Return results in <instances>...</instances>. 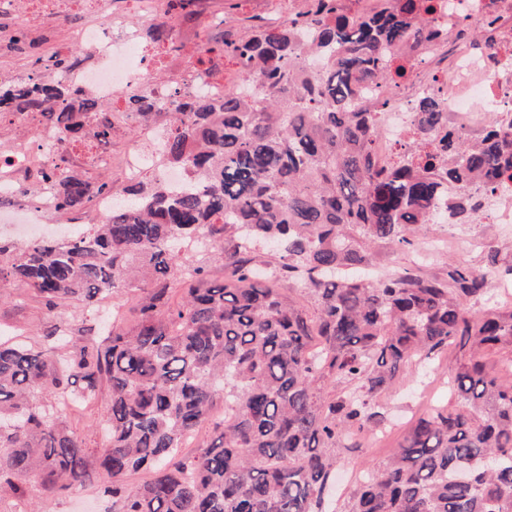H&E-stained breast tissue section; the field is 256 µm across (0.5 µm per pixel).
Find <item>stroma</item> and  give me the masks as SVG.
<instances>
[{"label":"stroma","instance_id":"stroma-1","mask_svg":"<svg viewBox=\"0 0 512 512\" xmlns=\"http://www.w3.org/2000/svg\"><path fill=\"white\" fill-rule=\"evenodd\" d=\"M288 5L289 0H210L211 10L232 19L234 27L242 32L254 24L272 21L276 16H288ZM76 21L73 15L46 18L43 22L46 37L22 52L0 43V63L28 68L36 57L56 50L63 53L74 51L81 57H90L88 48L74 46L68 41V30ZM481 261L480 250L453 242L439 253L423 251L419 246L396 251L382 245L377 247L375 254L376 265L391 272L418 267L426 273L442 274L449 265L476 266ZM64 327L79 331L80 341L91 342L101 340L111 324L100 313L86 311L80 302L64 300L49 309L26 284L13 280L0 282L1 332H9L28 344H41L48 333ZM458 357V352L448 351L414 366L408 375L383 393L379 402L386 411L385 426L371 438L360 440L358 447L337 448V471L361 472L386 464L420 414L429 406L447 403L448 378ZM109 403L110 392L104 388L93 405L83 407L73 403L62 409V422L83 435L90 451L87 459L90 481L64 492L35 489L38 512H112L111 498L101 493L102 487L110 484L111 479L98 468V459L105 447L104 430L98 421Z\"/></svg>","mask_w":512,"mask_h":512}]
</instances>
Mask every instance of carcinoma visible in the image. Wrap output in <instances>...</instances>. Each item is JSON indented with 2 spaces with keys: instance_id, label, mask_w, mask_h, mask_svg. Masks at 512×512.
<instances>
[{
  "instance_id": "1",
  "label": "carcinoma",
  "mask_w": 512,
  "mask_h": 512,
  "mask_svg": "<svg viewBox=\"0 0 512 512\" xmlns=\"http://www.w3.org/2000/svg\"><path fill=\"white\" fill-rule=\"evenodd\" d=\"M340 0H310L279 25L206 48L235 61L239 84L221 100L200 97L170 113L163 162L188 170L198 190L173 193L143 179L106 224L67 241L18 246L0 240V281L18 280L53 307L96 308L122 288L141 291L136 325L78 346L51 333L35 348L0 340V499L30 508L35 479L49 490L88 476L83 438L57 418L74 397L111 392L100 466L114 512H324L336 445L381 425L377 395L422 359L463 354L448 381L457 405L419 419L381 469L364 475L345 512H512L511 378L486 369L494 349L512 354V303L492 310L494 280L512 264L486 246L481 268L445 276L406 269L378 282L359 275L379 243L407 247L431 227L452 183L456 224L479 219L482 195L512 176V118L488 113L477 137L448 124L446 92L424 98L413 140L379 168L371 154L374 113L357 111L370 84L407 77L403 53L438 35L435 0H380L369 14ZM171 21L150 23L173 42ZM310 41L303 45L298 30ZM312 54L328 70L313 76ZM40 67L78 63L55 52ZM254 84L246 99L239 86ZM33 112L79 138L96 100L59 80L0 85V112ZM54 213L85 210L114 188L59 166ZM199 239L224 256V281L180 252ZM276 248L263 269L257 252ZM184 265L183 300L168 280ZM304 289L308 310L281 285ZM345 384L341 393L329 389ZM224 418H213L216 399ZM205 425L215 437L188 458L178 448ZM145 473L149 479L130 484Z\"/></svg>"
}]
</instances>
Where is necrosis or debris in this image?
Wrapping results in <instances>:
<instances>
[{"label":"necrosis or debris","instance_id":"4bbe7bcc","mask_svg":"<svg viewBox=\"0 0 512 512\" xmlns=\"http://www.w3.org/2000/svg\"><path fill=\"white\" fill-rule=\"evenodd\" d=\"M19 2L24 5L25 18L11 28L14 36L31 30L33 21L44 15H86V23L73 28L70 39L91 50L93 63L56 71L55 76L92 94L105 107L104 115L85 116L86 142L80 150L44 117L11 113V123L24 129L25 135L0 154V224L11 236L30 244L56 231L43 221L55 207V187L44 176L58 162L89 177L107 170L124 181L137 179L149 164L157 162L156 150H118L111 141L95 137L100 118H107L116 133L134 121L125 101L116 102L117 92H124L126 98L151 95L159 114L152 132L159 140L166 134L162 113L200 96L223 97L224 58L209 53L201 63L180 61L150 49L142 25L164 10L167 0H140L128 17L113 14L112 0H0V19L12 15ZM438 2L436 22L449 28L448 37L406 53L408 78L370 85L359 100L360 108L376 113L380 131L371 142V151L378 165L397 161L409 137L416 104L438 87L450 90L445 105L458 131L480 128L487 110L512 114V0ZM490 20L496 30L487 46L476 45L455 29L462 22L483 25ZM36 175L42 178L38 200L29 205L13 203L20 181Z\"/></svg>","mask_w":512,"mask_h":512}]
</instances>
